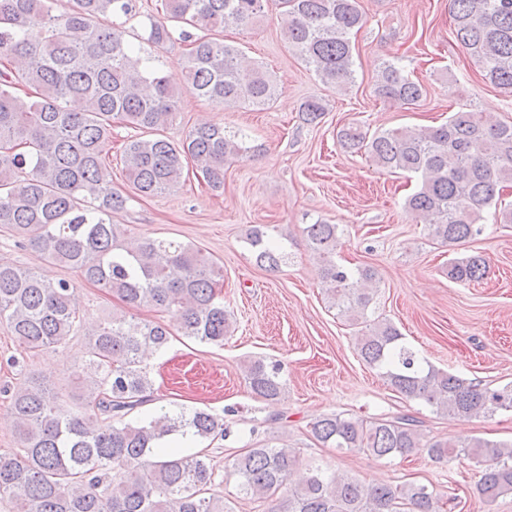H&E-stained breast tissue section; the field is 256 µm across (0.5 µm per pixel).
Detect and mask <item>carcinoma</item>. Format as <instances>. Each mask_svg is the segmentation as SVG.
<instances>
[{
    "instance_id": "carcinoma-1",
    "label": "carcinoma",
    "mask_w": 512,
    "mask_h": 512,
    "mask_svg": "<svg viewBox=\"0 0 512 512\" xmlns=\"http://www.w3.org/2000/svg\"><path fill=\"white\" fill-rule=\"evenodd\" d=\"M0 0V228L44 261L68 267L130 308L174 310L183 335L222 346L230 321L221 298L223 275L199 248L136 236L112 223L128 197L112 188L106 149L112 124L133 131L122 159L134 192L154 197L176 188L188 163L208 185H224V164L254 151L246 137L207 123L180 143L163 135L177 118L180 90L170 77L127 44L120 27L100 20L135 10L136 0ZM266 0H161L166 22H150L147 41L171 39L181 28L190 47L180 60L183 89L222 107L270 105L280 88L272 75L224 42V29L253 23ZM285 35L322 84L346 90L354 83L349 36L363 25L358 0H279ZM456 38L491 84L512 90V0H450ZM375 91L399 106L415 104L422 86L393 63L384 64ZM305 120L324 112L321 99L302 105ZM347 148H363L380 168L419 176L405 203L427 220L428 234L455 248L481 235L483 212L512 183V123L484 118L463 104L448 122L424 129H394L371 137L350 126ZM336 224L303 228L322 266L331 306L358 327L360 357L379 369L405 398L457 419L512 411V382L491 389L423 364L388 320L368 317L377 292L374 269L336 264ZM247 242L257 264L275 271L285 253L263 226ZM452 282L485 278L480 255L448 261ZM76 285L46 281L34 269L0 261V323L18 349L34 355L84 337L78 394L30 377L10 396L17 451L0 456V500L17 512H233L213 492L215 470L204 450L184 453L166 445L172 434L210 439L224 432L205 410L143 417L154 401L142 366L149 349L171 336L159 322L123 313L95 323L75 307ZM251 391L275 401L284 394L279 368L262 359L245 364ZM324 445L377 458L422 450L436 463L467 456L482 467L477 491L488 501L512 495V442L474 438L459 445L427 438L407 415L364 419L326 415L311 425ZM308 470L290 485L292 472ZM241 494L270 501V512H442L444 494L425 484L366 486L307 464L272 442L247 449L232 464Z\"/></svg>"
}]
</instances>
